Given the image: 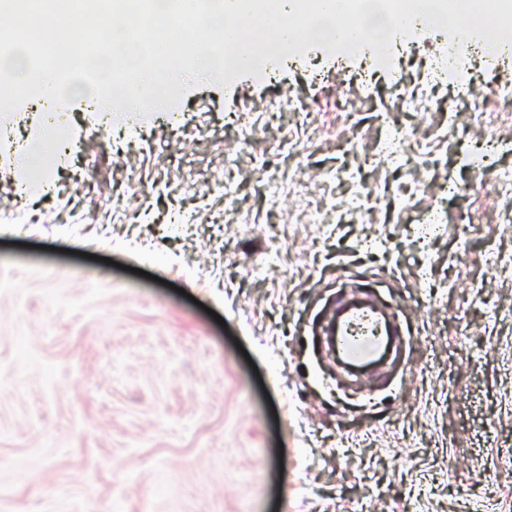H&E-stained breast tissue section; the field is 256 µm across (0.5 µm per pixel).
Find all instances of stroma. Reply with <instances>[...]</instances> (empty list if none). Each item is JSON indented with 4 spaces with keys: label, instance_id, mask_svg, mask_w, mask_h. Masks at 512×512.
I'll return each instance as SVG.
<instances>
[{
    "label": "stroma",
    "instance_id": "1",
    "mask_svg": "<svg viewBox=\"0 0 512 512\" xmlns=\"http://www.w3.org/2000/svg\"><path fill=\"white\" fill-rule=\"evenodd\" d=\"M422 43L336 110L347 73L288 69L229 88L190 85L191 123L147 121L118 147L74 137L100 192L58 178L83 224L16 189L0 145V512H512V223L492 171L512 170V98L484 65L437 82ZM310 98L315 117L288 108ZM458 98L457 129L435 101ZM400 158L378 154L382 126ZM234 154L231 199L209 188ZM291 192L269 206L254 159ZM362 222L312 224L307 195L350 161ZM134 189L115 195L122 175ZM456 194L442 196L447 183ZM443 200L447 223L414 222ZM200 203L193 230L115 224L104 209ZM390 308L402 331L380 373L353 380L322 343L346 293Z\"/></svg>",
    "mask_w": 512,
    "mask_h": 512
}]
</instances>
